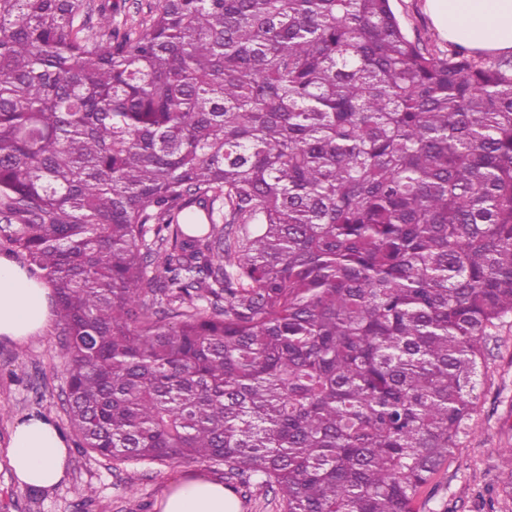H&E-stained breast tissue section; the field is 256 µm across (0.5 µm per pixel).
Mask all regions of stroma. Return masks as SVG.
Segmentation results:
<instances>
[{"instance_id": "obj_1", "label": "stroma", "mask_w": 512, "mask_h": 512, "mask_svg": "<svg viewBox=\"0 0 512 512\" xmlns=\"http://www.w3.org/2000/svg\"><path fill=\"white\" fill-rule=\"evenodd\" d=\"M410 39L447 49L423 10V0H391ZM59 325L22 345L0 342V447L15 423L31 413L51 418L69 444L66 479L50 490L20 488L0 456V512H158L175 480L201 473L223 479L208 459L113 461L78 446L67 416V366L59 356ZM485 378L469 428L448 461L423 488L417 512H512L506 478L512 473V316L493 328Z\"/></svg>"}]
</instances>
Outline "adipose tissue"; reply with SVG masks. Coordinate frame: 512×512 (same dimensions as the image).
Wrapping results in <instances>:
<instances>
[{
    "label": "adipose tissue",
    "instance_id": "ef3b65f1",
    "mask_svg": "<svg viewBox=\"0 0 512 512\" xmlns=\"http://www.w3.org/2000/svg\"><path fill=\"white\" fill-rule=\"evenodd\" d=\"M442 38L487 53L512 51V0H424ZM52 291L14 259L0 255V341L22 344L45 332ZM4 453L19 486L51 489L66 477L68 446L54 422L33 413L13 427ZM160 512H239L223 483L197 476L170 485Z\"/></svg>",
    "mask_w": 512,
    "mask_h": 512
}]
</instances>
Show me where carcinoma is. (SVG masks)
Instances as JSON below:
<instances>
[{"instance_id": "carcinoma-1", "label": "carcinoma", "mask_w": 512, "mask_h": 512, "mask_svg": "<svg viewBox=\"0 0 512 512\" xmlns=\"http://www.w3.org/2000/svg\"><path fill=\"white\" fill-rule=\"evenodd\" d=\"M0 0V251L53 289L80 447L285 512H414L512 315V55L391 0ZM93 12L92 23L97 24V10L101 4L112 5V18L123 28L136 26L143 19L148 18L151 12H154L158 7L159 0H90Z\"/></svg>"}]
</instances>
